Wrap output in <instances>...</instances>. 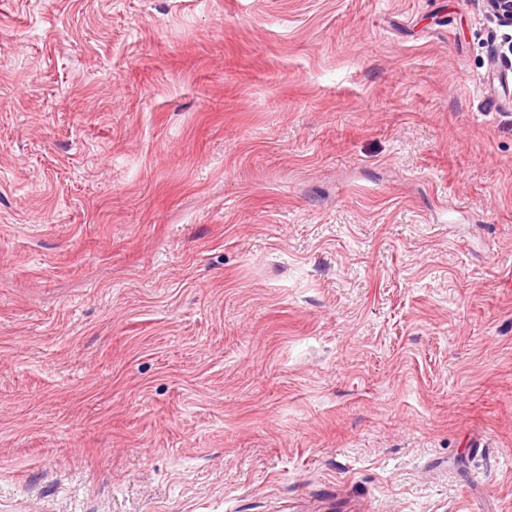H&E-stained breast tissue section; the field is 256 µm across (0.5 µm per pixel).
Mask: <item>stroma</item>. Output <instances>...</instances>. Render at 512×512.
I'll return each instance as SVG.
<instances>
[{
    "label": "stroma",
    "instance_id": "obj_1",
    "mask_svg": "<svg viewBox=\"0 0 512 512\" xmlns=\"http://www.w3.org/2000/svg\"><path fill=\"white\" fill-rule=\"evenodd\" d=\"M510 40L0 0V512H512Z\"/></svg>",
    "mask_w": 512,
    "mask_h": 512
}]
</instances>
